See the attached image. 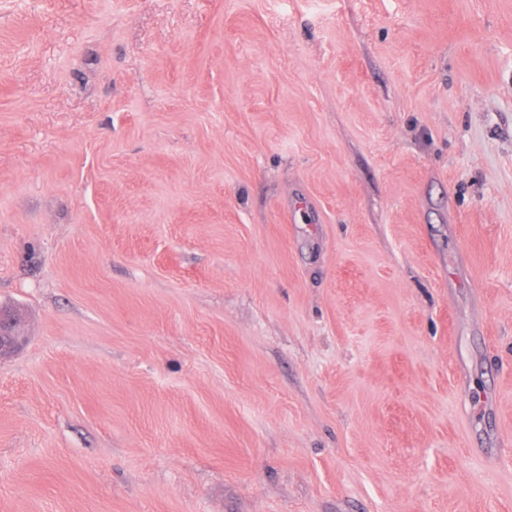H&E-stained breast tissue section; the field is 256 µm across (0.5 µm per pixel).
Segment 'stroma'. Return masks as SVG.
<instances>
[{
    "label": "stroma",
    "mask_w": 512,
    "mask_h": 512,
    "mask_svg": "<svg viewBox=\"0 0 512 512\" xmlns=\"http://www.w3.org/2000/svg\"><path fill=\"white\" fill-rule=\"evenodd\" d=\"M0 512H512V0H0ZM25 340L14 328V321L9 314L0 311V357L18 350Z\"/></svg>",
    "instance_id": "35a3bbf8"
}]
</instances>
